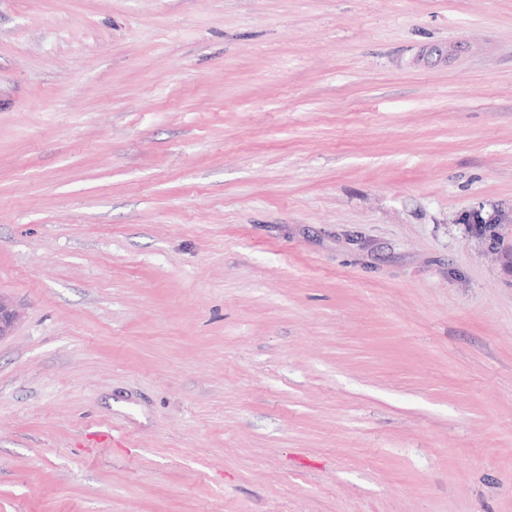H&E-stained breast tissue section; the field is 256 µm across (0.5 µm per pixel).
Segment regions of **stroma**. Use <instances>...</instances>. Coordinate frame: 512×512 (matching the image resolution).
Instances as JSON below:
<instances>
[{
    "label": "stroma",
    "instance_id": "1",
    "mask_svg": "<svg viewBox=\"0 0 512 512\" xmlns=\"http://www.w3.org/2000/svg\"><path fill=\"white\" fill-rule=\"evenodd\" d=\"M511 255L512 0H0V512H512Z\"/></svg>",
    "mask_w": 512,
    "mask_h": 512
}]
</instances>
